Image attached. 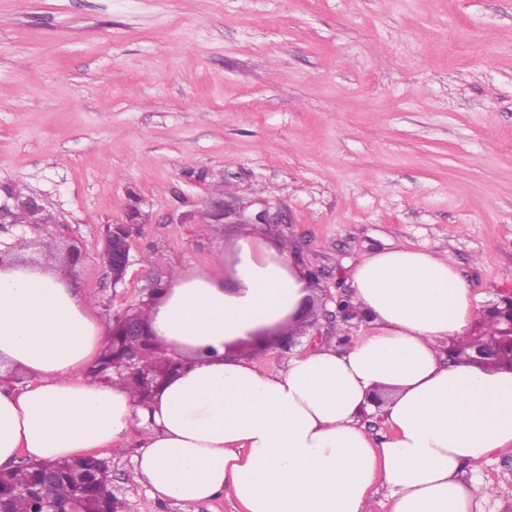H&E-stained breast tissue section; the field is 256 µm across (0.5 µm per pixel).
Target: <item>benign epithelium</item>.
<instances>
[{
  "mask_svg": "<svg viewBox=\"0 0 512 512\" xmlns=\"http://www.w3.org/2000/svg\"><path fill=\"white\" fill-rule=\"evenodd\" d=\"M17 216L33 218L43 210L40 199L34 196L15 197ZM214 218L229 224H287L288 215L284 211L270 213L264 208L253 215L242 212L220 210ZM137 224H108L105 229L104 260L112 273V282L122 280L130 265V251L133 237L137 234ZM487 319L498 326L499 335L512 340V293L504 294L499 300L485 310ZM332 319L348 326L352 322L364 320L362 313L349 302V295L342 294L335 300V312ZM130 341H139L149 345L153 350L159 349V342L152 337L146 320L140 313H126L112 320V373L124 378L134 379L144 391L160 390L166 381L176 375L183 364L165 354H160L159 361L153 368L146 370L140 365V355L127 348Z\"/></svg>",
  "mask_w": 512,
  "mask_h": 512,
  "instance_id": "1",
  "label": "benign epithelium"
}]
</instances>
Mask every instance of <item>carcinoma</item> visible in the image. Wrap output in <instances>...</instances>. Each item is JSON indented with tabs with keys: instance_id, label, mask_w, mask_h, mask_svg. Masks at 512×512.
<instances>
[{
	"instance_id": "1",
	"label": "carcinoma",
	"mask_w": 512,
	"mask_h": 512,
	"mask_svg": "<svg viewBox=\"0 0 512 512\" xmlns=\"http://www.w3.org/2000/svg\"><path fill=\"white\" fill-rule=\"evenodd\" d=\"M481 332L503 347L501 362L512 360V345H504L493 322H486ZM49 467L54 471L50 481L44 479L43 470L26 465L0 471V505L8 512H38L42 502L52 501L62 512L75 504L80 512H126L127 504L108 490L99 458L64 459Z\"/></svg>"
}]
</instances>
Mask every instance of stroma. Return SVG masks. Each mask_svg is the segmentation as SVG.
Returning a JSON list of instances; mask_svg holds the SVG:
<instances>
[{
    "label": "stroma",
    "mask_w": 512,
    "mask_h": 512,
    "mask_svg": "<svg viewBox=\"0 0 512 512\" xmlns=\"http://www.w3.org/2000/svg\"><path fill=\"white\" fill-rule=\"evenodd\" d=\"M20 195L50 222L2 225L0 246H79L61 273L107 328L253 232L322 273L298 352L369 331L327 314L397 246L450 250L483 313L512 292V0H0V201ZM224 206L291 221L223 224ZM134 212L116 283L103 230ZM138 453L135 430L97 451L129 512H240L154 499ZM464 477L512 512V447Z\"/></svg>",
    "instance_id": "obj_1"
}]
</instances>
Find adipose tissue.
<instances>
[{
	"label": "adipose tissue",
	"instance_id": "ef3b65f1",
	"mask_svg": "<svg viewBox=\"0 0 512 512\" xmlns=\"http://www.w3.org/2000/svg\"><path fill=\"white\" fill-rule=\"evenodd\" d=\"M229 248L232 287L220 268L179 272L147 309L168 356L187 367L144 401L120 377H87L105 327L57 270L15 248L0 264V467L117 447L136 427L138 482L185 507L224 496L242 512H370L380 482L391 512H481L487 486L461 475L512 445V370L445 362L474 318L454 260L409 247L363 258L350 302L371 330L288 354L271 373L229 349L296 323L309 281L288 247L249 235ZM14 369L26 387L8 383ZM367 415L391 437L372 442Z\"/></svg>",
	"mask_w": 512,
	"mask_h": 512
}]
</instances>
